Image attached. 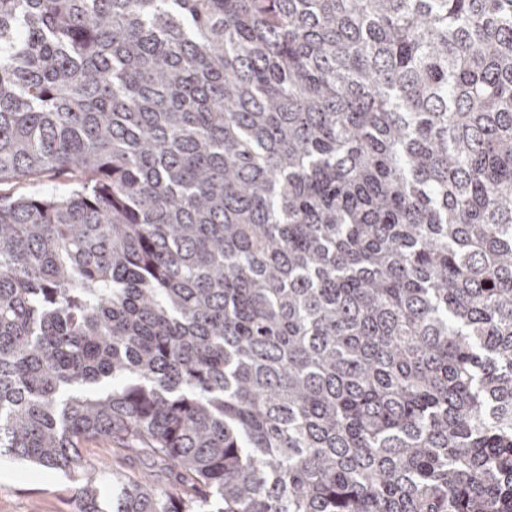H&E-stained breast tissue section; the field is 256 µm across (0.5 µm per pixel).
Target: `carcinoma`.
I'll list each match as a JSON object with an SVG mask.
<instances>
[{
	"mask_svg": "<svg viewBox=\"0 0 512 512\" xmlns=\"http://www.w3.org/2000/svg\"><path fill=\"white\" fill-rule=\"evenodd\" d=\"M0 455L104 512H512V0H0ZM63 188L60 178L45 177L35 182H20L10 187V193L15 195H30L35 193H54ZM82 450L89 461L101 465L111 475L113 470L133 478L146 471L141 457L132 453L116 454L112 452V444L102 439L86 441Z\"/></svg>",
	"mask_w": 512,
	"mask_h": 512,
	"instance_id": "carcinoma-1",
	"label": "carcinoma"
}]
</instances>
